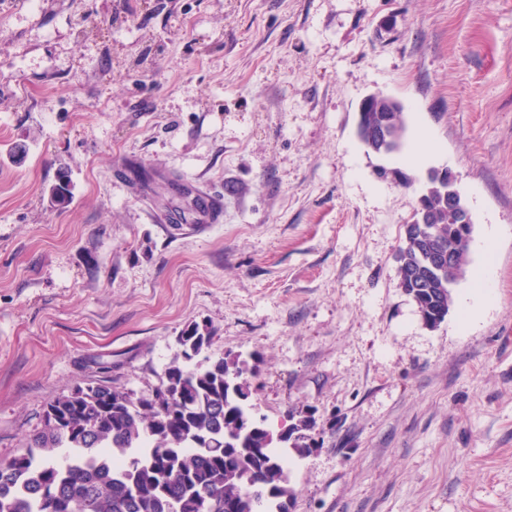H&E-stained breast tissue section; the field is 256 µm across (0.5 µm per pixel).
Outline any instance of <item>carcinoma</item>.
<instances>
[{"mask_svg": "<svg viewBox=\"0 0 512 512\" xmlns=\"http://www.w3.org/2000/svg\"><path fill=\"white\" fill-rule=\"evenodd\" d=\"M368 133L388 159L406 146L400 105L370 100ZM417 209L425 223L404 225L397 255L398 287L434 329L450 312L448 281L465 277L471 237L448 213L444 184L426 180ZM458 260L440 266L435 249ZM209 325H190L177 337L179 352L160 384L137 395L98 383L49 404L44 429L20 455L0 463V512H288L293 496L288 455L313 451L306 431L313 420L295 419L278 433L257 422L247 404L257 366L227 353L204 369L186 362L213 340ZM68 461H55L60 449Z\"/></svg>", "mask_w": 512, "mask_h": 512, "instance_id": "cac0c4a2", "label": "carcinoma"}]
</instances>
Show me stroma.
Segmentation results:
<instances>
[{
	"label": "stroma",
	"mask_w": 512,
	"mask_h": 512,
	"mask_svg": "<svg viewBox=\"0 0 512 512\" xmlns=\"http://www.w3.org/2000/svg\"><path fill=\"white\" fill-rule=\"evenodd\" d=\"M374 93L458 177L471 322L398 286L428 168L375 177ZM194 323V366L254 358L256 420L313 417L290 512H512V0H0V461L76 388L151 391ZM473 279L474 290L460 304V312L464 318L472 316L480 309L490 304L493 298V269L490 265L476 270Z\"/></svg>",
	"instance_id": "obj_1"
}]
</instances>
